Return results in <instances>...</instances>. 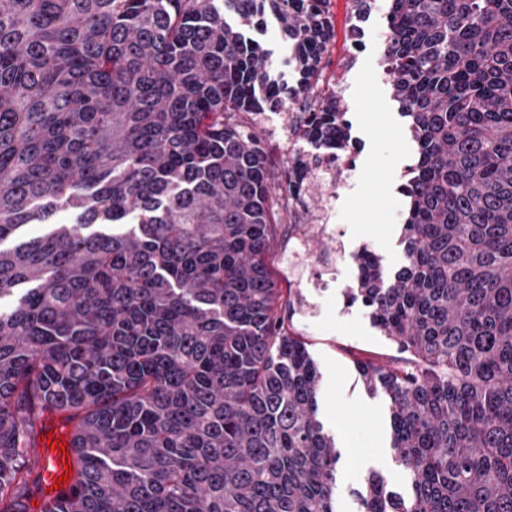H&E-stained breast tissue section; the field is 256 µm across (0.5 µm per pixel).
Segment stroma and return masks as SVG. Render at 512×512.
Wrapping results in <instances>:
<instances>
[{
	"label": "stroma",
	"instance_id": "1",
	"mask_svg": "<svg viewBox=\"0 0 512 512\" xmlns=\"http://www.w3.org/2000/svg\"><path fill=\"white\" fill-rule=\"evenodd\" d=\"M331 18L335 30L324 58L323 70L334 76V89L346 106L351 124L352 146L347 154L357 167L355 185L342 194L339 227L344 233V253L334 259L336 280L327 288L314 287L313 277L329 259L324 242L315 229L310 198L323 192V185H309L308 200L292 212L279 213L277 233L271 240L267 264L279 288L299 289L312 312L294 317L321 374L319 417L335 438L341 452L336 474V512H360L357 490L369 472L383 476L388 486L406 489L403 471L393 459L391 429L385 402L370 396L357 373L355 363L364 359L387 360L395 350L371 323L362 302H350L348 290L357 275L354 253L367 247L377 253L386 268H396L402 259V227L406 199L399 192L405 172L416 158L408 118L402 117L392 98L384 71L385 46L378 29L385 25L381 14L357 19L348 0H332ZM361 28L364 37L353 41L351 31ZM252 37L268 52L270 68L288 82L296 77L288 63L289 47L273 17H266ZM313 94L290 100V119L278 112L254 114L248 121L268 155L276 183L287 185L296 160L314 165L319 156L299 140L297 129Z\"/></svg>",
	"mask_w": 512,
	"mask_h": 512
}]
</instances>
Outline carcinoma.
<instances>
[{
    "instance_id": "cac0c4a2",
    "label": "carcinoma",
    "mask_w": 512,
    "mask_h": 512,
    "mask_svg": "<svg viewBox=\"0 0 512 512\" xmlns=\"http://www.w3.org/2000/svg\"><path fill=\"white\" fill-rule=\"evenodd\" d=\"M331 0H0V512H29L50 415L73 477L40 512H335L320 374L265 262L276 182L243 113L312 90ZM273 15L286 91L247 28ZM417 146L404 261L355 255L398 355L362 360L407 492L364 512H512V0H391ZM299 138L350 145L342 100ZM73 212L58 223L59 212ZM288 314H283V306Z\"/></svg>"
}]
</instances>
